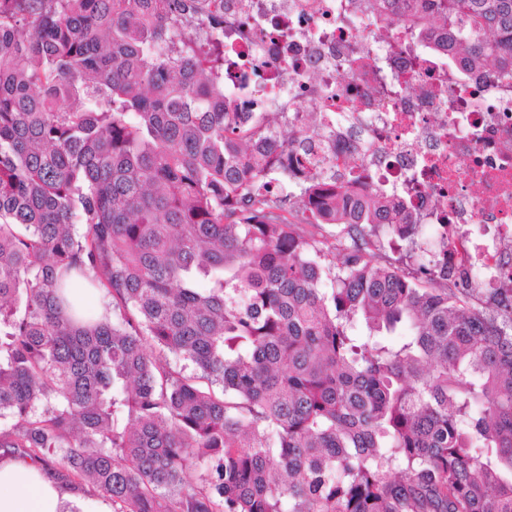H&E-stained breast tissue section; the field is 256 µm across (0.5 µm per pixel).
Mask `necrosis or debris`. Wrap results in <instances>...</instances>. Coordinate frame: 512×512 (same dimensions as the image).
<instances>
[{
	"instance_id": "obj_1",
	"label": "necrosis or debris",
	"mask_w": 512,
	"mask_h": 512,
	"mask_svg": "<svg viewBox=\"0 0 512 512\" xmlns=\"http://www.w3.org/2000/svg\"><path fill=\"white\" fill-rule=\"evenodd\" d=\"M367 0H224V109L283 112L311 145L288 177L352 202L384 190L419 224L466 241L483 281L512 260V83L411 39L404 13ZM507 244L470 243L468 225Z\"/></svg>"
}]
</instances>
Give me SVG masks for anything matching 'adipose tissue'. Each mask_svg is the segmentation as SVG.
<instances>
[{
    "label": "adipose tissue",
    "instance_id": "ef3b65f1",
    "mask_svg": "<svg viewBox=\"0 0 512 512\" xmlns=\"http://www.w3.org/2000/svg\"><path fill=\"white\" fill-rule=\"evenodd\" d=\"M0 512H111L102 498L67 486L39 462H0Z\"/></svg>",
    "mask_w": 512,
    "mask_h": 512
}]
</instances>
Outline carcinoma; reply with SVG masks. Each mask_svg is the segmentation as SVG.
<instances>
[{"label":"carcinoma","instance_id":"cac0c4a2","mask_svg":"<svg viewBox=\"0 0 512 512\" xmlns=\"http://www.w3.org/2000/svg\"><path fill=\"white\" fill-rule=\"evenodd\" d=\"M377 4L512 79V0ZM281 124L212 0H0V448L114 512H512L508 272L304 179L287 220Z\"/></svg>","mask_w":512,"mask_h":512}]
</instances>
